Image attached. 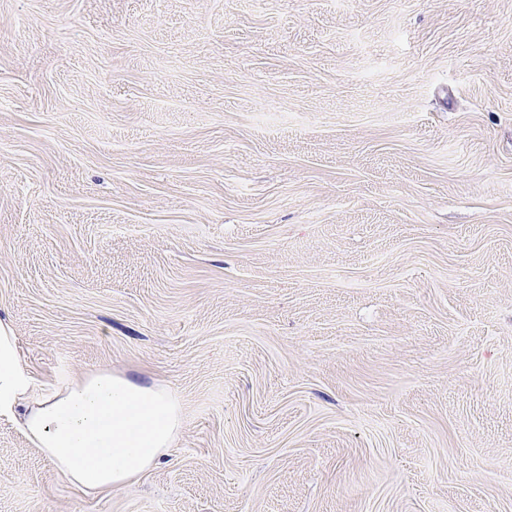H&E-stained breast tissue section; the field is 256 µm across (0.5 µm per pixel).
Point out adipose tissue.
Wrapping results in <instances>:
<instances>
[{"label":"adipose tissue","instance_id":"obj_1","mask_svg":"<svg viewBox=\"0 0 512 512\" xmlns=\"http://www.w3.org/2000/svg\"><path fill=\"white\" fill-rule=\"evenodd\" d=\"M0 418L18 423L54 469L88 494L139 477L167 453L181 426L170 390L108 369L40 388L20 360L13 329L1 320Z\"/></svg>","mask_w":512,"mask_h":512}]
</instances>
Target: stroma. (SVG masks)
I'll return each instance as SVG.
<instances>
[{
  "instance_id": "stroma-1",
  "label": "stroma",
  "mask_w": 512,
  "mask_h": 512,
  "mask_svg": "<svg viewBox=\"0 0 512 512\" xmlns=\"http://www.w3.org/2000/svg\"><path fill=\"white\" fill-rule=\"evenodd\" d=\"M0 319L182 417L0 512H512V0H0Z\"/></svg>"
}]
</instances>
